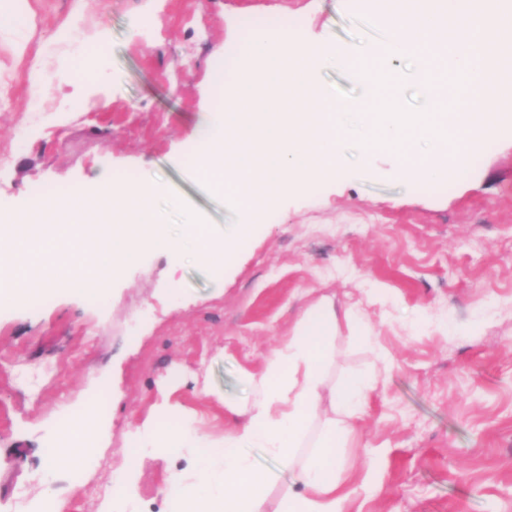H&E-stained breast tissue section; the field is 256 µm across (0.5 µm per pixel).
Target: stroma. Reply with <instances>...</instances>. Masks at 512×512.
Segmentation results:
<instances>
[{
    "instance_id": "stroma-1",
    "label": "stroma",
    "mask_w": 512,
    "mask_h": 512,
    "mask_svg": "<svg viewBox=\"0 0 512 512\" xmlns=\"http://www.w3.org/2000/svg\"><path fill=\"white\" fill-rule=\"evenodd\" d=\"M380 12L375 0H28L21 14L0 0V214L130 176L160 185L153 206L171 226L179 197L231 237L239 208L190 164L238 61L230 28L288 14L310 36L379 50ZM35 62L50 76L38 98ZM315 79L353 91V111L374 88L347 68ZM338 166L335 180L277 197L231 260L148 248L102 297L69 283L0 314V512L22 492L62 512H167V472L191 470V452L142 453L132 501L107 511L98 497L150 407L163 408L155 429L190 420L223 439L273 337L324 298L358 307L372 329L365 342L339 330L327 383L382 380L343 450L358 483L349 512H512V139L488 141L434 190L354 137ZM91 401L108 413L94 460L81 481L65 470L46 481V448Z\"/></svg>"
}]
</instances>
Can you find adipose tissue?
<instances>
[{
	"label": "adipose tissue",
	"instance_id": "adipose-tissue-1",
	"mask_svg": "<svg viewBox=\"0 0 512 512\" xmlns=\"http://www.w3.org/2000/svg\"><path fill=\"white\" fill-rule=\"evenodd\" d=\"M337 331L334 305L322 302L303 312L292 335L275 338L252 378L254 402L236 409L239 421L223 441L188 423L170 431L169 445L193 442L196 463L193 481L169 475L171 512H265L269 488L286 473L291 480L278 512H347L356 488L342 474L343 449L355 439L377 381L354 375L326 386ZM254 448L274 468L258 465Z\"/></svg>",
	"mask_w": 512,
	"mask_h": 512
}]
</instances>
